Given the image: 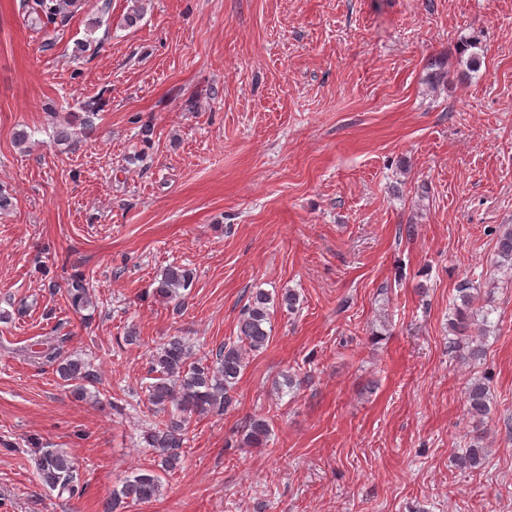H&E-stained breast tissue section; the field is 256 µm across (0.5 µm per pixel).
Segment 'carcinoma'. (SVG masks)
<instances>
[{"label":"carcinoma","instance_id":"carcinoma-1","mask_svg":"<svg viewBox=\"0 0 512 512\" xmlns=\"http://www.w3.org/2000/svg\"><path fill=\"white\" fill-rule=\"evenodd\" d=\"M76 0H29L26 7L32 23L42 29L65 23ZM501 266L512 270V229H508L497 240ZM193 281V272L182 266H169L162 271L155 288L157 296L165 300L181 297L180 290L188 289ZM67 299L75 312L90 305L89 282L82 272L74 273L66 283ZM460 303L453 304L452 329L460 340L454 349L460 358L477 361L485 355L483 342L472 335V326L488 324V316L476 320L473 308L475 296L471 283L465 281L457 289ZM296 305V294L288 290L281 296H273L261 289L251 293L248 303L241 310L238 342L224 343L215 351L212 361L196 359L186 341L172 336L150 357L151 382L145 385L147 402L153 407L158 420L140 437L142 447L158 458L161 471L141 469L128 477L121 488L112 492V499L104 505L103 512H116L126 500L149 502L160 491V472L175 471L183 457L188 441V431L193 421L208 414L222 415L232 406V392L245 367V355L249 351L264 348L270 339L267 324L271 319V308ZM64 340L46 342L39 350H30L33 359H46L57 363L56 371L65 385L78 395L90 393L98 383L97 376L88 363L62 353ZM468 412L472 417L483 419L489 412V386L482 379H473L465 387ZM270 435L269 421L250 418L242 426L238 447H259L267 443ZM485 459L484 447L475 441L457 457L464 470L480 468ZM36 474L42 484L58 495L72 498L78 493L75 483V465L71 457L58 448H41L35 458Z\"/></svg>","mask_w":512,"mask_h":512}]
</instances>
